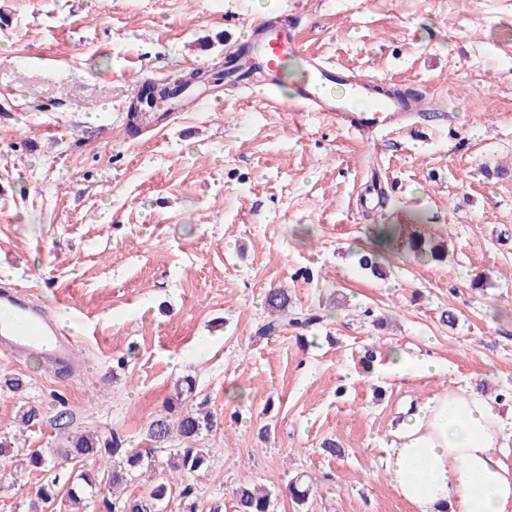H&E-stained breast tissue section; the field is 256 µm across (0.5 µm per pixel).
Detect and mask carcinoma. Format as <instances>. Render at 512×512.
<instances>
[{"mask_svg": "<svg viewBox=\"0 0 512 512\" xmlns=\"http://www.w3.org/2000/svg\"><path fill=\"white\" fill-rule=\"evenodd\" d=\"M268 306L279 318L267 321L258 331L261 336H272L282 328L280 319L288 318V292L274 289L267 295ZM186 391L179 392L176 400L168 402L163 411L158 413L147 428V436L156 445L167 444L172 434L185 444L183 448L174 450L172 456L163 466L164 472L150 484L147 497H126L112 499V512H151V508L170 498L172 483L182 479L187 474L208 469L211 454L203 448L195 447L202 431H212L217 428V418L205 410L204 403L197 406L186 404L184 394H192L194 383L184 380ZM69 446L62 455L72 459L105 460L109 457L124 460V465L112 466L109 476V487L117 489L128 482V477L143 468V456L140 453H130L124 447V439L116 433L108 436L98 434H72L68 436ZM57 478H52L43 484L30 497L26 504V512H45V507L56 497ZM96 484L95 476L89 471H83L77 476V482L69 489V499L72 502L84 500L85 488ZM288 494L298 506L306 504L309 497V486L298 477L288 484ZM237 512H269L270 494L268 491L247 485L238 486L233 492Z\"/></svg>", "mask_w": 512, "mask_h": 512, "instance_id": "carcinoma-1", "label": "carcinoma"}]
</instances>
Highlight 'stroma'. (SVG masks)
I'll return each mask as SVG.
<instances>
[{
    "mask_svg": "<svg viewBox=\"0 0 512 512\" xmlns=\"http://www.w3.org/2000/svg\"><path fill=\"white\" fill-rule=\"evenodd\" d=\"M276 14L302 50L430 92L444 127L372 145L228 86L161 131H126L139 80L215 68ZM376 185L384 205L360 206ZM382 224L398 227L383 248ZM414 237L446 261L415 258ZM1 266L0 288L56 307L82 366L0 354V440L16 445L0 454V512H24L48 478L23 465L28 448L61 478L46 512H74L70 476L106 478L57 455L71 432L116 431L164 461L179 439L156 448L146 429L187 375L224 420L199 441L208 469L184 478L198 512H233L245 483L295 512L297 475L313 483L304 512H413L384 469L403 407L485 383L512 407V0H0ZM274 288L317 321L258 337ZM393 349L438 369L395 374ZM27 406L41 421L21 431Z\"/></svg>",
    "mask_w": 512,
    "mask_h": 512,
    "instance_id": "1",
    "label": "stroma"
}]
</instances>
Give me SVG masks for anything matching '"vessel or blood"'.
I'll use <instances>...</instances> for the list:
<instances>
[{
  "label": "vessel or blood",
  "mask_w": 512,
  "mask_h": 512,
  "mask_svg": "<svg viewBox=\"0 0 512 512\" xmlns=\"http://www.w3.org/2000/svg\"><path fill=\"white\" fill-rule=\"evenodd\" d=\"M247 45L248 53L238 62L249 68L252 83L266 98L281 101L285 66L289 60L303 57V75L292 94L301 111L331 116L367 142L400 131L418 117L397 99L375 97L376 78L345 72L321 58L303 55L291 27L281 18L254 20ZM0 348L17 359L36 350L53 365L72 364L76 354L71 333L56 320L53 308L35 304L14 289L0 290Z\"/></svg>",
  "instance_id": "1"
}]
</instances>
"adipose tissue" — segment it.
<instances>
[{
    "mask_svg": "<svg viewBox=\"0 0 512 512\" xmlns=\"http://www.w3.org/2000/svg\"><path fill=\"white\" fill-rule=\"evenodd\" d=\"M385 474L415 512H512V409L467 385L403 418Z\"/></svg>",
    "mask_w": 512,
    "mask_h": 512,
    "instance_id": "obj_1",
    "label": "adipose tissue"
}]
</instances>
